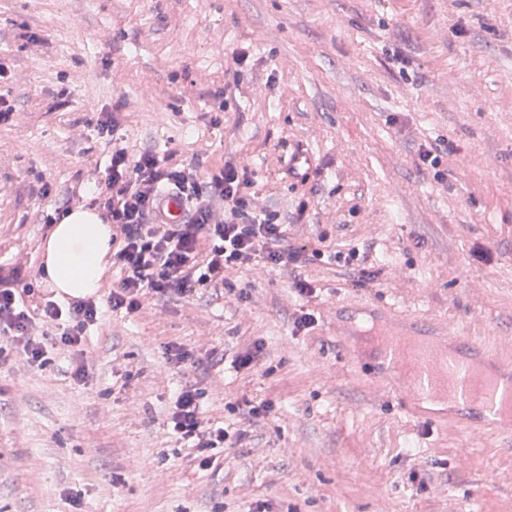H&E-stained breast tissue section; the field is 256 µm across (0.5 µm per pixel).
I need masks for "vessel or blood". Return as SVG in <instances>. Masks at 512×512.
<instances>
[{
	"instance_id": "obj_1",
	"label": "vessel or blood",
	"mask_w": 512,
	"mask_h": 512,
	"mask_svg": "<svg viewBox=\"0 0 512 512\" xmlns=\"http://www.w3.org/2000/svg\"><path fill=\"white\" fill-rule=\"evenodd\" d=\"M313 162L307 150H290L288 173L302 178ZM187 217V203L177 191L161 195L159 223L181 224ZM372 351L381 368L400 375L404 384L400 402L409 410L442 400L478 411L479 423L497 429L512 427V364L486 347L473 343L465 348L447 330L421 331L398 319L376 325Z\"/></svg>"
}]
</instances>
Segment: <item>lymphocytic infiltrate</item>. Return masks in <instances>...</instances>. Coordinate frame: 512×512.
I'll return each mask as SVG.
<instances>
[{
  "instance_id": "obj_1",
  "label": "lymphocytic infiltrate",
  "mask_w": 512,
  "mask_h": 512,
  "mask_svg": "<svg viewBox=\"0 0 512 512\" xmlns=\"http://www.w3.org/2000/svg\"><path fill=\"white\" fill-rule=\"evenodd\" d=\"M116 112L100 113L97 132L112 141L104 182L79 187L57 197L51 184L40 188L57 218L74 203L91 199L104 223L112 227V266L120 273L105 302L77 299L68 306L36 293L21 266L0 265V364L19 354L24 366L44 371L61 350L80 347L102 306L138 313L145 299L166 302L226 286L230 273L264 263L299 266L320 250L287 240V226L278 211L257 204L254 182L246 168L233 162L206 169L198 163L176 164L151 149L135 152L117 144ZM176 190L189 202L182 224L155 221L163 191ZM198 384L176 393L167 429L191 451L198 468L209 469L225 447L246 441L247 431L228 432L206 418Z\"/></svg>"
}]
</instances>
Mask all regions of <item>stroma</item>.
Returning a JSON list of instances; mask_svg holds the SVG:
<instances>
[{"instance_id": "obj_1", "label": "stroma", "mask_w": 512, "mask_h": 512, "mask_svg": "<svg viewBox=\"0 0 512 512\" xmlns=\"http://www.w3.org/2000/svg\"><path fill=\"white\" fill-rule=\"evenodd\" d=\"M0 97V264L58 303L38 189L102 176L94 122L118 103L129 146L233 158L289 243L323 253L231 273L229 294L104 309L84 382L69 353L0 366V512H512V430L411 412L336 333L349 308L388 309L512 356V0H0ZM428 143L440 169L418 164ZM296 145L317 156L304 183ZM351 248L361 264L335 260ZM303 311L317 322L298 333ZM259 339L257 366L236 369ZM171 343L222 361L176 368ZM188 381L208 418L249 433L206 470L166 428ZM261 401L272 412L248 420ZM313 162L314 156L304 148L288 149V175L293 178H302L311 170Z\"/></svg>"}]
</instances>
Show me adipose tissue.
<instances>
[{
	"label": "adipose tissue",
	"mask_w": 512,
	"mask_h": 512,
	"mask_svg": "<svg viewBox=\"0 0 512 512\" xmlns=\"http://www.w3.org/2000/svg\"><path fill=\"white\" fill-rule=\"evenodd\" d=\"M112 250V228L95 211L73 209L52 230L44 271L57 290L71 297L95 294L105 258Z\"/></svg>",
	"instance_id": "ef3b65f1"
}]
</instances>
